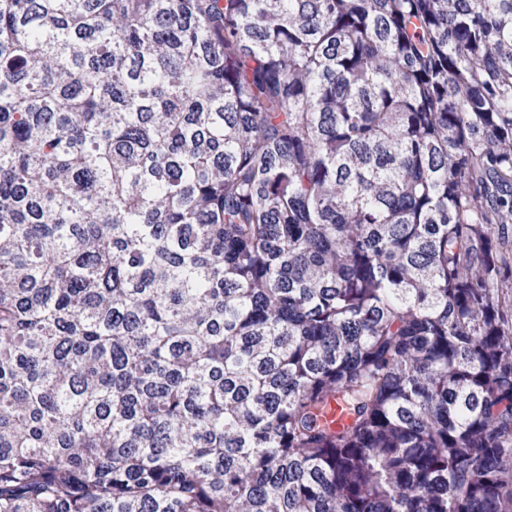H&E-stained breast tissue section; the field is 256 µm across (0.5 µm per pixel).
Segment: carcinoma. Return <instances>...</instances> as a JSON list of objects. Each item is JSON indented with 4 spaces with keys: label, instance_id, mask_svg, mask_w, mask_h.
I'll list each match as a JSON object with an SVG mask.
<instances>
[{
    "label": "carcinoma",
    "instance_id": "cac0c4a2",
    "mask_svg": "<svg viewBox=\"0 0 512 512\" xmlns=\"http://www.w3.org/2000/svg\"><path fill=\"white\" fill-rule=\"evenodd\" d=\"M507 224L512 0H0V512H512Z\"/></svg>",
    "mask_w": 512,
    "mask_h": 512
}]
</instances>
